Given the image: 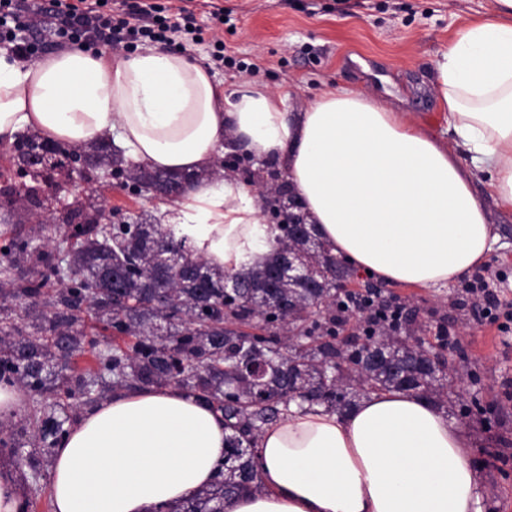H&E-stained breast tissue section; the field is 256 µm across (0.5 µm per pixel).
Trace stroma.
<instances>
[{
    "label": "stroma",
    "instance_id": "35a3bbf8",
    "mask_svg": "<svg viewBox=\"0 0 512 512\" xmlns=\"http://www.w3.org/2000/svg\"><path fill=\"white\" fill-rule=\"evenodd\" d=\"M145 25L193 11L202 41L184 47L190 59L211 64L216 50L227 62L215 69L223 87L260 81L289 86L290 109L304 111L323 92L359 90L406 112L446 143L454 135L438 105L435 62L462 23L479 17L491 0H149ZM488 173L474 191L485 204L497 241L485 265L490 290L512 301V212L487 193ZM100 194L119 218L159 215L152 195L135 196L100 183ZM464 281L441 288L382 285L412 308L423 338L448 361V401L442 411L467 430L473 464L482 473L483 512H512V334L482 321ZM446 325L455 347L438 342Z\"/></svg>",
    "mask_w": 512,
    "mask_h": 512
}]
</instances>
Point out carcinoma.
<instances>
[{"label": "carcinoma", "mask_w": 512, "mask_h": 512, "mask_svg": "<svg viewBox=\"0 0 512 512\" xmlns=\"http://www.w3.org/2000/svg\"><path fill=\"white\" fill-rule=\"evenodd\" d=\"M46 150L56 162L38 177L29 159ZM15 174L3 202L30 229H15L0 254V383L53 399L33 417L35 443L52 452L67 433L55 416L66 400L177 383L224 415L227 448L212 487L173 512H224V502L256 492L257 440L290 403L344 412L372 392L411 390L432 403L448 398L445 365L428 357L423 338L382 322L341 337L339 323L361 301L384 303L378 288H348L353 272L312 233L280 224L275 255L264 265L226 274L191 257L185 242L150 215L102 223L105 201L94 191L62 207L43 186L103 172L133 195L151 188L176 199L199 173L150 170L127 162L103 141L92 146L48 142L36 133L10 147ZM293 261L308 275L276 276ZM93 329L125 337L99 348ZM96 349L99 373L67 375L61 351Z\"/></svg>", "instance_id": "obj_1"}]
</instances>
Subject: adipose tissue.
<instances>
[{"mask_svg": "<svg viewBox=\"0 0 512 512\" xmlns=\"http://www.w3.org/2000/svg\"><path fill=\"white\" fill-rule=\"evenodd\" d=\"M435 94L471 154L406 113L339 89L305 111L291 90H229L209 66L146 49L74 48L21 63L0 55V138L25 129L83 146L116 138L133 163L212 168L232 138L283 163L329 252L391 285L445 286L482 266L496 240L473 190L512 207V0L462 25L436 61ZM259 195L227 173L189 184L161 209L194 255L229 273L269 262L278 231ZM223 418L178 384L122 391L90 408L53 453L54 512H158L214 481ZM260 491L224 512H482L463 428L406 391L370 393L345 413L290 405L258 442Z\"/></svg>", "mask_w": 512, "mask_h": 512, "instance_id": "ef3b65f1", "label": "adipose tissue"}]
</instances>
